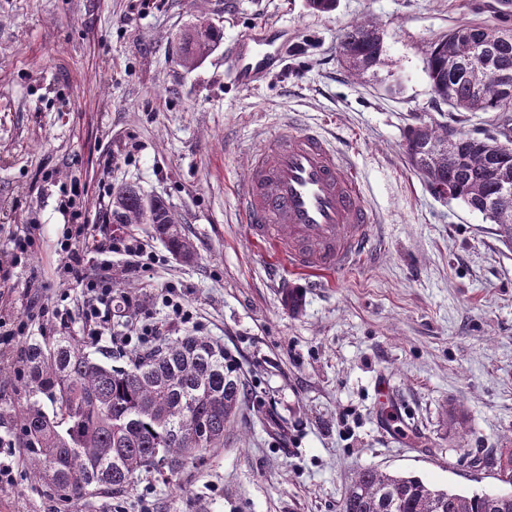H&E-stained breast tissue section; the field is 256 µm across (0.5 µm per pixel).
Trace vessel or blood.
<instances>
[{"instance_id":"1","label":"vessel or blood","mask_w":512,"mask_h":512,"mask_svg":"<svg viewBox=\"0 0 512 512\" xmlns=\"http://www.w3.org/2000/svg\"><path fill=\"white\" fill-rule=\"evenodd\" d=\"M283 50V32L260 27L232 49L235 82H261L280 66ZM237 196L241 223L272 255L267 270L273 281L290 273L319 287L323 277L356 266L371 248L375 218L358 172L314 129L282 124L252 155Z\"/></svg>"}]
</instances>
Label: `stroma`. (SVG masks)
<instances>
[{"instance_id":"obj_1","label":"stroma","mask_w":512,"mask_h":512,"mask_svg":"<svg viewBox=\"0 0 512 512\" xmlns=\"http://www.w3.org/2000/svg\"><path fill=\"white\" fill-rule=\"evenodd\" d=\"M366 17L380 22L384 52L354 76L336 45ZM203 18L223 37L188 70L180 39ZM264 24L288 34L283 65L259 86L236 84L230 48ZM510 24L512 0H336L328 13L307 0H0V262L10 276L0 308L25 312L57 288L72 188L85 223L98 224L109 209L102 186L134 185L165 201L196 259L173 257L151 225L130 226L156 263L151 287L127 275L126 293L161 318L158 289L177 287L243 381L223 447L177 485L139 481L123 512H339L367 467L501 490L484 460L512 448V249L482 214L434 197L403 144L421 120L493 130V113L436 102L426 58L452 28ZM288 118L349 155L376 217L366 258L307 290L296 313L236 202L250 153ZM25 224L38 225L37 245L17 256ZM69 290L64 321L0 335V353L18 360L27 339L82 336L83 289ZM453 407L463 429L449 422ZM12 463L0 512H54L22 453Z\"/></svg>"}]
</instances>
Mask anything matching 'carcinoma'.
<instances>
[{"label": "carcinoma", "mask_w": 512, "mask_h": 512, "mask_svg": "<svg viewBox=\"0 0 512 512\" xmlns=\"http://www.w3.org/2000/svg\"><path fill=\"white\" fill-rule=\"evenodd\" d=\"M198 38L186 36L180 65L196 66L221 39L207 21ZM482 27L463 25L436 38L426 59L435 99L457 112H499L497 150L485 139L457 142L447 124L409 127L404 153L426 186L446 185L452 199L497 225L499 241L512 248V99L478 87L512 74V29L488 50L477 39ZM337 48L352 74L380 61L383 37L372 17L341 32ZM133 186L112 198L114 224H153L167 250L190 259L195 246L164 201L152 217ZM25 402L0 406V422L23 428L19 443L27 467L56 502V512H82L90 497H116L142 477L156 473L174 482L189 466L224 447V425L242 402L243 387L224 347L208 336L187 334L131 354L130 365L113 367L91 357L73 336L33 341L23 361ZM505 482H512V449L491 457ZM340 512H512V493H463L435 488L413 475L374 468L360 471L345 492Z\"/></svg>", "instance_id": "cac0c4a2"}]
</instances>
